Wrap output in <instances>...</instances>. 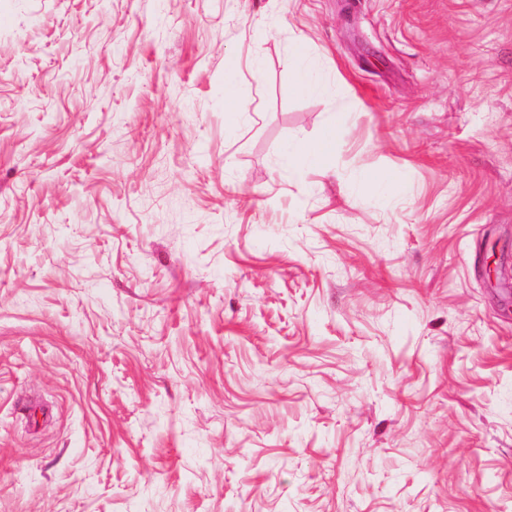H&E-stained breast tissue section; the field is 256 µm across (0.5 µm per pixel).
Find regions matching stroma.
<instances>
[{"instance_id":"35a3bbf8","label":"stroma","mask_w":512,"mask_h":512,"mask_svg":"<svg viewBox=\"0 0 512 512\" xmlns=\"http://www.w3.org/2000/svg\"><path fill=\"white\" fill-rule=\"evenodd\" d=\"M494 247L512 0H0V512H512ZM294 67L293 81L298 93L313 95L322 91V84L310 75V62L305 55L296 52ZM224 111L228 112L232 120L236 121L240 115L249 112L247 101L238 93L232 82L225 83ZM333 134L331 131L324 139L316 143H297L286 147L283 160L289 167L317 160L331 146Z\"/></svg>"}]
</instances>
